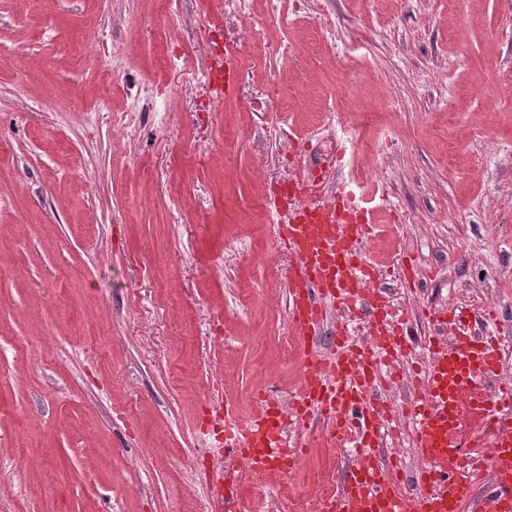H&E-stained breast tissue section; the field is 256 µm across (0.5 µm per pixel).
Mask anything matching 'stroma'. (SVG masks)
Listing matches in <instances>:
<instances>
[{
	"label": "stroma",
	"instance_id": "1",
	"mask_svg": "<svg viewBox=\"0 0 512 512\" xmlns=\"http://www.w3.org/2000/svg\"><path fill=\"white\" fill-rule=\"evenodd\" d=\"M304 163L377 183L394 301L512 338V0H0V512H209L204 427L298 380ZM300 438L282 483L344 477ZM236 82V71L227 67L224 69V60L217 58L215 65L211 69V83L215 88L217 97L222 96Z\"/></svg>",
	"mask_w": 512,
	"mask_h": 512
}]
</instances>
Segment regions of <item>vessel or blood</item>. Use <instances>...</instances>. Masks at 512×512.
<instances>
[{"label":"vessel or blood","instance_id":"b4317fda","mask_svg":"<svg viewBox=\"0 0 512 512\" xmlns=\"http://www.w3.org/2000/svg\"><path fill=\"white\" fill-rule=\"evenodd\" d=\"M236 72L223 60L211 69L216 93L227 92ZM312 170H304L285 198L287 221L280 243L295 257L286 281L290 332L303 347L300 381L287 409L272 424L267 412L243 419L224 408V439L214 453L247 462L264 472L288 444L292 420L323 422L324 434L350 431L359 448L331 512H460L476 500L477 512H512V380L501 378L503 351L483 330L482 311L434 310L436 327L455 324L448 341L431 346L423 382L411 405L414 446L424 465L415 475V493L395 481L376 449L386 424L378 403L377 377L383 359L408 345L411 324L392 318L377 273L360 243L373 233L375 186L354 191L338 183L332 197L312 192ZM355 316L370 332L367 340L336 335V348L323 350L319 338L330 311ZM488 449L492 486L481 498L473 466L477 449ZM216 512H238L241 490L216 476L211 488Z\"/></svg>","mask_w":512,"mask_h":512}]
</instances>
